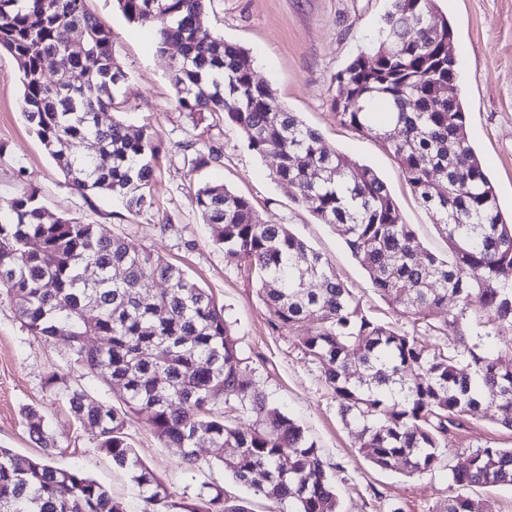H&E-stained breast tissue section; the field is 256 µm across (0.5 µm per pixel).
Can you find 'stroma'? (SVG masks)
<instances>
[{
	"instance_id": "stroma-1",
	"label": "stroma",
	"mask_w": 512,
	"mask_h": 512,
	"mask_svg": "<svg viewBox=\"0 0 512 512\" xmlns=\"http://www.w3.org/2000/svg\"><path fill=\"white\" fill-rule=\"evenodd\" d=\"M86 6L112 31V56L125 74L119 111L134 127L150 121L162 140L164 153L150 188L154 206L124 218L117 200L102 195L87 199L66 184L23 117L17 63L5 52H0V199L26 188L37 190L50 217L70 215L106 225L132 248H150L205 288L223 307L255 386L304 429L334 466L343 512H392L396 507L431 512L451 494L446 471L413 479L371 467L353 428L338 415L319 370L303 358L288 334L271 330L272 313L254 284L213 245L212 231L192 203L198 185H225L248 197L258 210H269L273 218L290 224L334 267L370 315L401 324V308L372 290L342 239L296 201L292 186L273 178L276 158L249 152L234 125H217L176 107L170 71L176 46L157 52L153 35L129 23L112 0H86ZM436 7L455 31L456 85L467 108L468 139L493 181L502 212L511 214L512 0H436ZM389 8L390 0H210L201 27L246 48L257 80L317 129L347 158L350 169H374L419 242L443 255L445 239L437 233L434 218L412 197L393 156L374 138L337 122L330 108L339 93L336 73L370 48ZM192 138L220 147L222 163L191 170L182 144ZM68 357L65 343L35 338L0 298V445L24 456L45 457L57 467L82 470L104 484L126 512H143L141 490L130 473L101 454L97 428L76 421L62 391L46 384L49 372L65 365ZM27 406L42 417L52 447L31 439L23 413ZM127 432L173 501L194 503L201 486L214 483L223 486L226 497L248 499L251 512H273L270 502L252 496L218 467L224 449L199 443L198 461L191 466L181 449L162 447L144 423L130 420ZM448 445V460L459 467L465 462L461 448H512V431L477 413L451 429Z\"/></svg>"
}]
</instances>
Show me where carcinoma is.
<instances>
[{
    "label": "carcinoma",
    "mask_w": 512,
    "mask_h": 512,
    "mask_svg": "<svg viewBox=\"0 0 512 512\" xmlns=\"http://www.w3.org/2000/svg\"><path fill=\"white\" fill-rule=\"evenodd\" d=\"M114 2L129 22L154 29L159 51L180 48L171 66L176 107L224 120L253 154L277 157L273 177L336 231L373 290L402 307L412 326L447 340L445 348L427 345L415 331L369 315L320 253L289 225L262 217L249 198L223 184L196 190L194 207L213 242L254 281L273 312L272 330L287 332L319 368L364 457L410 477L445 470L459 489L511 486L512 448L471 449L461 469L446 463L448 431L460 418L489 410L512 430V349L481 348L483 339L512 332V221L469 143L465 105L448 81L454 30L436 19L435 0H391L376 46L336 73L346 94L331 109L392 154L420 206L438 217L445 257L417 241L372 168L350 174L345 157L256 80L246 49L200 29L207 0ZM73 36L98 60L96 71L70 49ZM1 50L17 63L25 120L74 189L115 197L125 218L151 209L162 142L148 122L134 131L122 116L98 123L124 72L112 57L110 28L85 0H0ZM49 59L58 63L53 81L44 79ZM87 141L98 154L83 151ZM220 160L210 147L189 164L197 170ZM44 211L34 189L0 201V295L30 334L67 343L85 374L123 387L117 407L65 384L56 369L48 377L63 384L75 419L98 429L112 464L132 474L145 512H165L171 494L132 447L133 417L161 445L183 449L190 464L201 439L233 449L222 460L232 478L290 512H342L315 441L254 387L213 297L105 225L69 216L48 222ZM90 267L93 281L85 277ZM150 279L165 288L146 298L142 284ZM240 412L253 416L250 429L229 423ZM197 498L190 512H250L218 486L203 485ZM0 512L126 510L82 470L0 446ZM435 512H475V503L458 493Z\"/></svg>",
    "instance_id": "carcinoma-1"
}]
</instances>
